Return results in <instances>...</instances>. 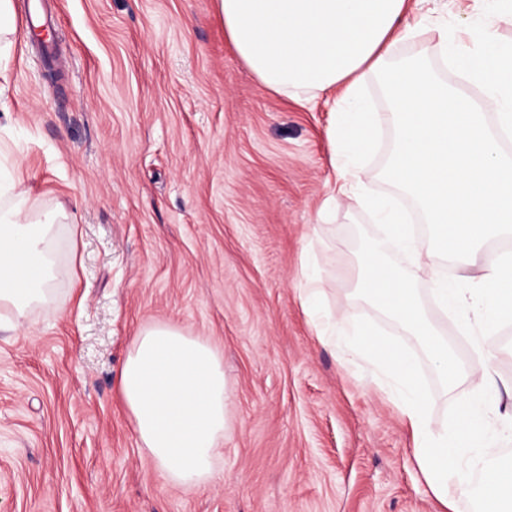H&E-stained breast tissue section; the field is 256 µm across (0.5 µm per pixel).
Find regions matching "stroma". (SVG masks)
Here are the masks:
<instances>
[{"instance_id":"stroma-1","label":"stroma","mask_w":512,"mask_h":512,"mask_svg":"<svg viewBox=\"0 0 512 512\" xmlns=\"http://www.w3.org/2000/svg\"><path fill=\"white\" fill-rule=\"evenodd\" d=\"M40 2L62 77L20 29L0 142L34 203L64 207L77 232L58 234L54 306L31 313L33 331L0 332V512H445L384 375L320 343L301 306L308 249L337 318L400 333L355 287L379 227L335 193L332 95L266 89L225 40L217 0ZM409 20L419 29L399 54L473 95L437 27L512 44V14L476 0H421ZM391 138L382 125L364 181L401 202L383 175ZM155 323L204 340L224 366V446L200 488L166 478L117 392L138 330ZM404 341L444 427L480 377L446 385L417 338ZM483 343L496 350L497 410L512 415V327Z\"/></svg>"}]
</instances>
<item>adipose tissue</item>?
I'll return each instance as SVG.
<instances>
[{"mask_svg":"<svg viewBox=\"0 0 512 512\" xmlns=\"http://www.w3.org/2000/svg\"><path fill=\"white\" fill-rule=\"evenodd\" d=\"M224 34L259 82L275 94L303 100L338 91L327 136L340 194L371 209L386 236L365 249L358 285L370 302L420 336L439 376L454 384L461 366L422 308L410 275L391 253L410 254L430 275L435 306L476 310L462 319V336H484L512 319V254L485 245L512 236V155L501 148L512 134V44L492 36L465 44L439 28L450 63L479 83L483 98L442 82L424 57H402L398 44L413 30L408 0H219ZM384 78L396 145L386 176L417 204L429 239L413 235L388 201L365 192L362 159L381 124L362 89ZM497 115L489 127L487 112ZM63 209L37 207L19 164L0 166V322L28 326L33 309L50 306L58 270L55 247ZM467 256L471 287L430 271L431 252ZM119 393L134 430L156 465L175 484L200 486L213 476L212 458L224 438V368L206 342L177 326L138 331L123 364Z\"/></svg>","mask_w":512,"mask_h":512,"instance_id":"adipose-tissue-1","label":"adipose tissue"}]
</instances>
